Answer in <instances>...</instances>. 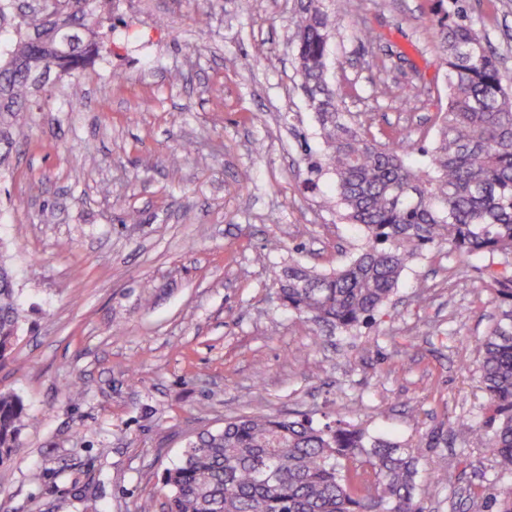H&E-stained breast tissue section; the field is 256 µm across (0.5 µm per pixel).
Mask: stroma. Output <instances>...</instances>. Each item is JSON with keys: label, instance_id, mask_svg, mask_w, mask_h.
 Masks as SVG:
<instances>
[{"label": "stroma", "instance_id": "stroma-1", "mask_svg": "<svg viewBox=\"0 0 512 512\" xmlns=\"http://www.w3.org/2000/svg\"><path fill=\"white\" fill-rule=\"evenodd\" d=\"M296 5L112 0L107 51L42 84L0 142V243L23 315L0 391L30 417L0 468V512H139L147 500L164 512L165 468L199 431L248 413L340 414L432 439L426 512H469L470 489L496 482L454 432L488 414L474 375L495 312L488 257L424 251L376 322L348 332L273 299L274 269L330 271L358 242L331 176L307 171L306 152L323 144L294 62ZM436 7L336 4L331 86L377 142L437 137L447 83ZM467 9L512 82V0ZM270 238L279 252L265 250ZM436 470L446 483L430 482Z\"/></svg>", "mask_w": 512, "mask_h": 512}]
</instances>
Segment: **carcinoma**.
I'll return each mask as SVG.
<instances>
[{"mask_svg": "<svg viewBox=\"0 0 512 512\" xmlns=\"http://www.w3.org/2000/svg\"><path fill=\"white\" fill-rule=\"evenodd\" d=\"M110 0H66V11L15 14L0 0V135L30 110L28 67L80 74L100 55L99 9ZM448 67V103L426 166L421 147L379 144L356 128L330 86L328 55L336 14L326 0H298L296 67L325 150L308 155L311 173L334 175L336 206L361 231L343 268L319 273L300 263L274 271L281 306L340 331L374 320L394 296L403 270L435 247L465 261L512 258V84L503 80L488 34L468 16L466 0H437ZM496 314L479 342L478 374L490 416L458 421L481 442L482 457L512 474V267L488 270ZM22 315L13 274L0 261V359L16 343ZM28 419L23 401L0 392V466L20 447ZM422 438L406 444L341 419L317 425L244 415L190 440L165 469L167 512H424L419 482ZM474 512H512V486L481 487Z\"/></svg>", "mask_w": 512, "mask_h": 512, "instance_id": "carcinoma-1", "label": "carcinoma"}]
</instances>
